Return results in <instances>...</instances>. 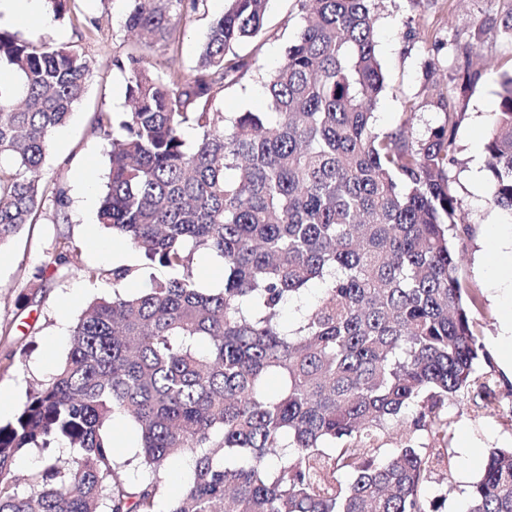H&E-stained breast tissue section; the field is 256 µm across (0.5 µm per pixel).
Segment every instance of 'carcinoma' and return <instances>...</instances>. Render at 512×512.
Masks as SVG:
<instances>
[{
	"mask_svg": "<svg viewBox=\"0 0 512 512\" xmlns=\"http://www.w3.org/2000/svg\"><path fill=\"white\" fill-rule=\"evenodd\" d=\"M123 2L124 28L150 47L202 0ZM225 2L194 73L160 76L135 51L114 61L128 109L93 119L109 146L98 220L173 275L129 293L137 269H112V297L0 423V512H156L177 455L192 475L169 512H439L426 486L448 449L416 440L448 428L450 398L493 403L479 291L458 266L453 87L431 81L443 122L424 136L409 135L413 99L379 131L374 0H298L299 28L260 75L267 111L216 112L249 71L236 47L262 35L269 0ZM2 65L16 83L0 80V248L47 204L65 209L41 170L91 76L80 50L0 28ZM499 86L486 169L491 203L512 214V72ZM76 254L59 235L47 264L66 271ZM197 254L221 261L223 287H199ZM315 281L314 306L284 324ZM114 417L137 430V480L115 457ZM393 424L406 440L386 448ZM60 441L66 458L50 451ZM28 448L44 456L22 480ZM466 512H512V448L489 452Z\"/></svg>",
	"mask_w": 512,
	"mask_h": 512,
	"instance_id": "obj_1",
	"label": "carcinoma"
}]
</instances>
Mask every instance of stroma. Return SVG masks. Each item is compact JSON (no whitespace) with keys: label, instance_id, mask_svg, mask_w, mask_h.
I'll return each mask as SVG.
<instances>
[{"label":"stroma","instance_id":"stroma-1","mask_svg":"<svg viewBox=\"0 0 512 512\" xmlns=\"http://www.w3.org/2000/svg\"><path fill=\"white\" fill-rule=\"evenodd\" d=\"M225 0H206L197 12L179 25L175 40L148 50L154 71L178 69L191 73L212 18L224 11ZM512 0H380L376 24V50L386 75V89L375 110L379 131L400 122L402 103L415 98L421 107L410 130L421 137L438 125L441 113L427 103L428 69L438 81L454 76L466 59L482 58L496 66L477 84L459 89L457 109L464 118L456 134L455 163L451 177L470 234L459 254L461 274L480 290L483 308L476 313L481 341L495 379V400L477 407L471 396L448 401V465L428 484V496L445 495L442 512H463L470 485L479 479L488 453L512 448V373L501 364L497 339L504 329L503 300L512 284V215L489 200L484 144L497 108L501 71L512 68V45L498 28L471 27V19L499 17ZM78 20L49 17L25 25L0 13V28L26 40L83 51L91 62L92 76L81 101L52 141L43 167L45 180L62 183L67 197L65 219L47 213L43 224L23 232L0 252V326L11 329V343L27 346L24 355L7 358L0 343V397L18 408L38 384L48 381L68 352L69 323L75 322L95 298L112 294V268H137L126 287L137 291L153 281L169 277L168 269L143 265L138 253L113 246L112 235L97 221V210L109 171L108 147L93 132L97 112H121L126 108L125 75L113 61L137 50L135 38L122 24V0H72ZM301 22L298 0H270L263 46L253 51L242 46L241 56L251 69L241 84L219 95L213 108L223 113L262 110L266 107L259 71L275 67ZM480 178H473V171ZM65 235L78 247L74 266L58 276L46 264V253L56 236ZM109 243L108 252L93 249L91 240ZM102 269L103 277L89 280L83 270Z\"/></svg>","mask_w":512,"mask_h":512}]
</instances>
